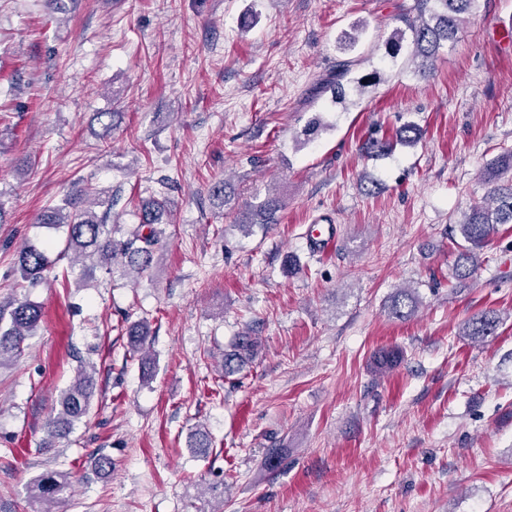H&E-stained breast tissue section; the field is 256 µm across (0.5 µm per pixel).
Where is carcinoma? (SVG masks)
I'll return each mask as SVG.
<instances>
[{
  "label": "carcinoma",
  "instance_id": "carcinoma-1",
  "mask_svg": "<svg viewBox=\"0 0 512 512\" xmlns=\"http://www.w3.org/2000/svg\"><path fill=\"white\" fill-rule=\"evenodd\" d=\"M478 0H414L412 11L416 16L405 19L406 28H396L390 36L391 43L401 48L411 41L413 56L421 59L425 66L424 76L433 73L426 63L433 62L444 43L456 39L461 32L465 15L469 14ZM334 102L346 99L343 81L350 71V62L338 64ZM420 139V129L413 123L401 126L396 132L395 141L380 142L368 139L362 144L365 153L378 154L394 146V143L414 144ZM512 171V152L501 155L498 166L487 177L491 184L488 201L472 206L458 223L464 245L459 251L454 271L458 280L471 278L477 271L479 251L482 250L497 232L498 225L512 224V181L500 185V175ZM87 189L74 188L64 199V205L50 208L41 214L37 223L46 228H65L66 245L64 251L72 252L78 259H90L107 273H114L118 267L142 275L151 269L156 252L168 239V224L162 221L166 203L159 198H149L141 204L139 224L122 233L117 225L109 223L114 195L101 192L97 204L103 207L102 214L81 208V201ZM282 201L277 196H268L263 201L249 207L238 220L237 227L249 233L255 226L264 227L277 223ZM54 260L45 246L40 243L27 245L20 253L19 272L28 288L42 285L47 273L53 268ZM418 308V297L409 288H399L389 297L388 312L397 319H406ZM43 318L41 305L28 297H15L5 305L0 304V364L21 355L23 345L33 336ZM500 324V317L494 312H484L468 318L462 327V335L473 342H483L494 335ZM131 343L138 351L146 350L149 338L147 320L139 319L127 327ZM254 342L247 335H240L233 343V350L224 354V373L233 374L242 362L252 356ZM400 354L394 349H381L375 355L376 367L381 371L392 369ZM95 384L93 374L87 372L85 363H80L77 375L58 399L59 409L48 420L41 449L50 450L68 438L76 425L89 413ZM286 449L268 448L265 450L264 465L269 470L279 468L286 460ZM70 482L64 471H47L30 482L28 497L33 512H50L38 505L61 504L68 498Z\"/></svg>",
  "mask_w": 512,
  "mask_h": 512
}]
</instances>
